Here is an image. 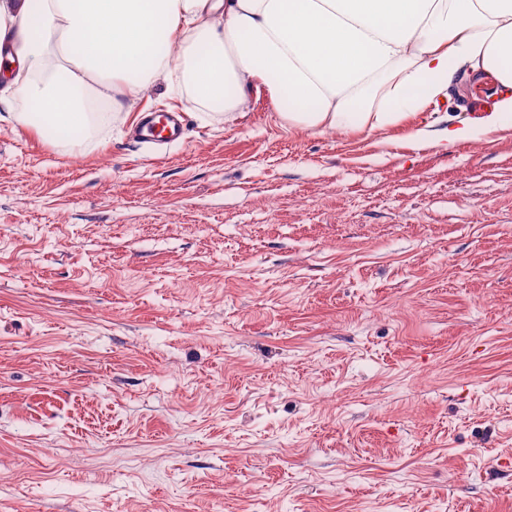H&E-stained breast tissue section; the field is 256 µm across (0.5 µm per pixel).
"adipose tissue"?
Masks as SVG:
<instances>
[{"label": "adipose tissue", "instance_id": "adipose-tissue-1", "mask_svg": "<svg viewBox=\"0 0 512 512\" xmlns=\"http://www.w3.org/2000/svg\"><path fill=\"white\" fill-rule=\"evenodd\" d=\"M0 106L51 115L58 145L157 83L225 118L265 91L285 128L378 130L432 111L443 147L471 123L443 114L454 77L494 82L479 126L512 120V0H0Z\"/></svg>", "mask_w": 512, "mask_h": 512}]
</instances>
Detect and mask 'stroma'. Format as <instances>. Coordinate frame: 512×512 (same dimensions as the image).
Wrapping results in <instances>:
<instances>
[{
  "mask_svg": "<svg viewBox=\"0 0 512 512\" xmlns=\"http://www.w3.org/2000/svg\"><path fill=\"white\" fill-rule=\"evenodd\" d=\"M153 104L0 120V512H512V121ZM183 112L156 108L143 112L130 125V136L144 143L178 142L184 138Z\"/></svg>",
  "mask_w": 512,
  "mask_h": 512,
  "instance_id": "obj_1",
  "label": "stroma"
}]
</instances>
